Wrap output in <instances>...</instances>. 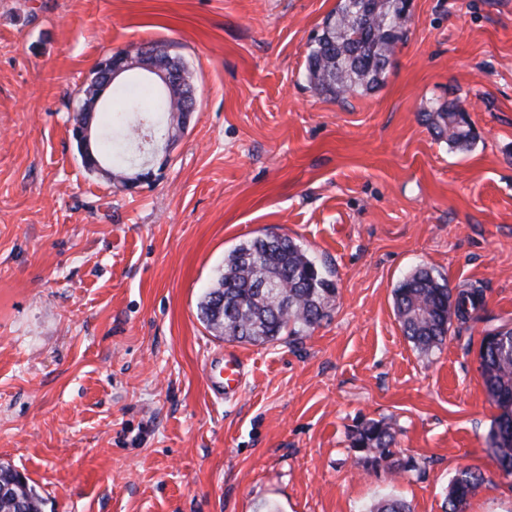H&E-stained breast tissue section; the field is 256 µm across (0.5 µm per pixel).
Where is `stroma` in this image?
<instances>
[{"label":"stroma","instance_id":"1","mask_svg":"<svg viewBox=\"0 0 512 512\" xmlns=\"http://www.w3.org/2000/svg\"><path fill=\"white\" fill-rule=\"evenodd\" d=\"M337 0H0V461L43 512H367L393 493L443 512H512L490 455L483 336L512 325V0H410L384 83L339 100L306 78ZM165 43L197 109L128 189L71 137L103 56ZM461 98L477 139L424 122ZM293 238L334 273L315 329L228 342L198 306L224 256ZM420 266L485 307L431 355L393 290ZM245 364L235 396L211 362ZM384 419L416 470L364 472L351 433ZM484 482L485 476L479 469L467 467L458 471L448 486L444 512H465L469 499Z\"/></svg>","mask_w":512,"mask_h":512}]
</instances>
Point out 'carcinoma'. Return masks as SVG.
<instances>
[{"label":"carcinoma","mask_w":512,"mask_h":512,"mask_svg":"<svg viewBox=\"0 0 512 512\" xmlns=\"http://www.w3.org/2000/svg\"><path fill=\"white\" fill-rule=\"evenodd\" d=\"M408 0H338L336 8L313 39L306 59L309 87L331 99L378 88L390 65L396 44L404 35ZM120 111L140 117L142 137L102 136L97 156L111 154L127 163L141 152L149 134L163 135L172 113L183 117L181 98L156 96L149 85L117 89ZM437 137L467 149L476 139L468 113L459 100H450L424 113ZM276 285L261 291L259 281ZM336 283L286 235H264L236 246L224 257L212 288L199 303L208 329L227 341L268 343L281 336H301L328 317L336 300ZM394 308L404 335L424 353L441 345L453 323L465 324L483 308V292L462 289L454 294L432 271L419 268L394 288ZM479 371L488 399L499 415L488 434V445L501 470L512 476V328L503 325L483 337ZM395 431L383 420H369L351 435L367 469L389 463L394 474L416 468L413 459H397ZM485 482L474 468L458 471L448 486L444 512H466L469 499ZM44 499L37 488L10 464L0 463V512H42ZM369 512H412L409 502L388 495Z\"/></svg>","instance_id":"1"}]
</instances>
